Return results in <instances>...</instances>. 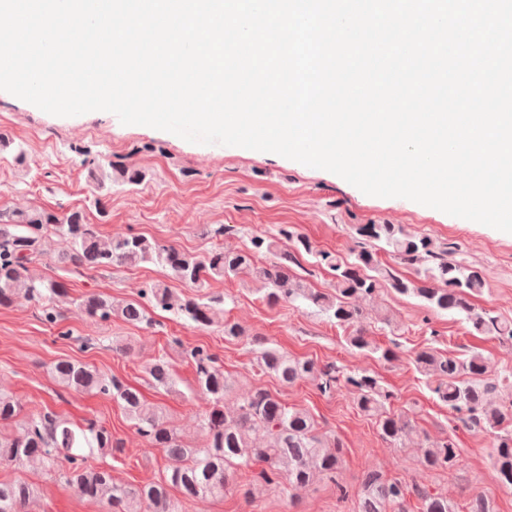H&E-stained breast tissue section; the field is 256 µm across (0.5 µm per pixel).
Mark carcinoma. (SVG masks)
Segmentation results:
<instances>
[{"label":"carcinoma","mask_w":512,"mask_h":512,"mask_svg":"<svg viewBox=\"0 0 512 512\" xmlns=\"http://www.w3.org/2000/svg\"><path fill=\"white\" fill-rule=\"evenodd\" d=\"M79 154L99 194L112 191L116 183L138 185L145 179L138 169L104 164L88 149L79 150ZM353 231L357 249L352 251L351 260L315 248L308 237L288 224L280 226L275 235L252 237L246 248L218 245L197 254L138 233L105 237L98 225L88 223L81 210L61 215L45 209L23 211L1 206L0 306H10L22 298L42 306L45 322H57L56 306L69 298L68 284L32 269L41 256V241L50 233L67 245L57 261L76 272L153 263L164 268L172 280L196 289L207 287L211 281L248 275L264 285L269 305L314 307L336 326L349 330L345 337L349 348L378 353L386 362L397 359V352L377 346L359 327L364 312L354 304L355 299L373 298L384 289L417 298L437 314L462 316L473 336H491L512 344V320L475 304L486 286L481 273L462 261L448 259L444 244L427 235L412 234L400 224H356ZM285 241L293 250L281 249ZM265 253L275 260L257 264L255 257ZM303 253L332 276L330 290L313 288L295 273L298 256ZM383 253L396 264L413 269L414 276L402 275L382 259ZM220 304L217 297L186 293L165 281L146 284L138 301L115 304L111 297L97 292L75 301L93 324L117 316L128 324L149 327L154 325L148 312L152 306L197 329L219 325L228 341L248 336L242 325L224 317ZM173 343L194 364L197 389L210 402L203 418L207 432L204 446L186 444L165 410L147 402L137 388L119 377L87 362L58 358L50 363L49 370L60 387L111 398L134 423L146 447L161 450L171 465L156 479L136 485L119 483L111 471L90 463L96 456L122 447L111 428L93 419L76 424L49 408L27 415L18 397L0 389V423L12 427L10 433L0 434V466L36 465L84 499L102 504L103 512H182L187 501L224 496L233 477L254 466L259 471L244 491L250 499L258 488L282 480L291 490L302 489L317 477L336 480L342 443L336 434L322 429L307 409L290 406L269 390L255 387L238 397L234 409L227 411L224 400L231 382L218 357L203 346L185 347L178 339ZM251 343L256 346L255 365L261 374L276 378L284 386L310 382L323 394L348 388L356 394L359 412L374 420L383 440L396 448L413 445L421 466L439 470L459 463L458 448L451 437L422 440L412 419L390 412L393 394L378 377L366 371L343 373L333 364L320 365L283 352L257 336ZM411 362L417 373L432 382L430 390L436 399L457 419L492 436L493 475L502 486L512 489V372L489 375L490 360L478 348L458 357L426 346L413 353ZM147 374L156 388L165 392L174 389L171 365L165 356L154 359ZM411 496L420 503L419 512H460L448 496L389 478L374 468L361 478L354 512H407ZM37 497V487L31 482H0V512H28ZM467 512H496V507L491 499L476 492Z\"/></svg>","instance_id":"1"}]
</instances>
